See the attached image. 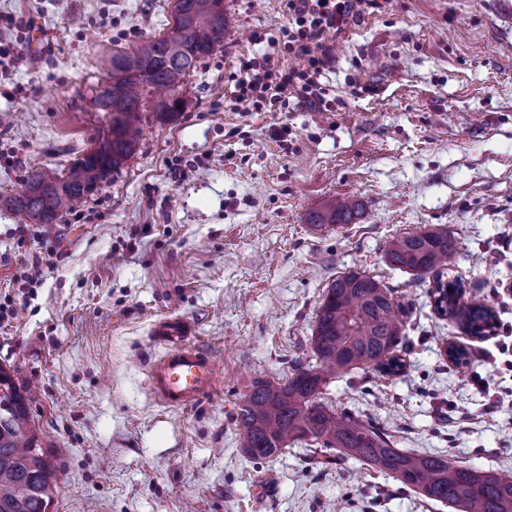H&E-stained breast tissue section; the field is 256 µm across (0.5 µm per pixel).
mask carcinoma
<instances>
[{
    "instance_id": "cac0c4a2",
    "label": "carcinoma",
    "mask_w": 512,
    "mask_h": 512,
    "mask_svg": "<svg viewBox=\"0 0 512 512\" xmlns=\"http://www.w3.org/2000/svg\"><path fill=\"white\" fill-rule=\"evenodd\" d=\"M228 26L220 0H178L164 34L112 55L107 72L119 96L109 104L96 91L90 100L93 110L112 111V123L99 134L103 147L78 159L64 176L50 170L29 174L24 190L9 199L10 209L36 224H52L73 209L136 151L146 92L168 93L156 103L157 116L181 111L177 92L200 60L223 46ZM356 215V204L329 201L310 214L309 223L349 224ZM454 246L448 231L425 229L394 238L386 257L396 269L433 276L437 286ZM446 287L445 312L469 335L483 334L496 321L485 306L459 307L463 283ZM402 316L390 288L374 277L356 271L336 277L323 292L310 337L317 365L296 366L284 382L253 383L236 412L240 447L251 458L269 459L290 444H317L322 465L337 454L351 457L458 512H512L511 475L398 448L386 429L322 401L332 379L369 368L388 375L400 371L393 353L402 343ZM29 402V392L0 367V512H52L58 497L55 466L31 427Z\"/></svg>"
}]
</instances>
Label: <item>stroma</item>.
<instances>
[{
	"label": "stroma",
	"instance_id": "stroma-1",
	"mask_svg": "<svg viewBox=\"0 0 512 512\" xmlns=\"http://www.w3.org/2000/svg\"><path fill=\"white\" fill-rule=\"evenodd\" d=\"M173 2L0 0L22 57L0 74V153L21 161L0 162V366L36 391L54 512H449L349 457L324 467L292 445L257 462L238 446L243 396L314 363L321 296L350 271L404 308V368L345 375L325 403L400 448L512 474V370L491 363L512 334V16L491 0H389L332 40L338 111L258 112L232 102L231 75L263 54L255 36H279L288 0H224L231 32L187 78L183 111L142 112L135 154L56 223L21 219L6 200L27 173H66L104 126L87 106L102 59L164 34ZM354 75L371 93L350 96ZM331 198L360 203L353 223L309 224ZM434 228L455 239L463 303L495 311L493 335L468 336L437 310L432 278L388 264L393 236ZM36 262L40 284L24 285ZM170 314L194 321L216 363L215 392L187 409L159 403L147 378L164 353L150 326Z\"/></svg>",
	"mask_w": 512,
	"mask_h": 512
}]
</instances>
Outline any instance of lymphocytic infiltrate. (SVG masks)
Masks as SVG:
<instances>
[{"label": "lymphocytic infiltrate", "mask_w": 512, "mask_h": 512, "mask_svg": "<svg viewBox=\"0 0 512 512\" xmlns=\"http://www.w3.org/2000/svg\"><path fill=\"white\" fill-rule=\"evenodd\" d=\"M388 0H288V27L282 33L284 47L297 61L285 67L272 52L241 60L233 76L238 98L251 101L256 111L273 103L292 102L316 107L321 112L336 109L322 79L332 61L327 34L343 33L366 16L385 10Z\"/></svg>", "instance_id": "1"}]
</instances>
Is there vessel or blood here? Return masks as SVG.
Segmentation results:
<instances>
[{
	"label": "vessel or blood",
	"mask_w": 512,
	"mask_h": 512,
	"mask_svg": "<svg viewBox=\"0 0 512 512\" xmlns=\"http://www.w3.org/2000/svg\"><path fill=\"white\" fill-rule=\"evenodd\" d=\"M194 332L193 322L179 316L162 318L151 330L166 351L149 365V384L158 400L171 408L191 406L215 387L212 360L189 342Z\"/></svg>",
	"instance_id": "b4317fda"
}]
</instances>
